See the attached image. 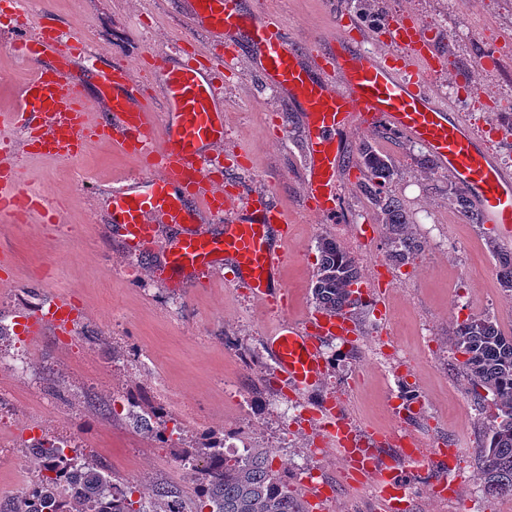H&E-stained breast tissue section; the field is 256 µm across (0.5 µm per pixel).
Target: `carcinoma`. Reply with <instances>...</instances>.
<instances>
[{
	"instance_id": "1",
	"label": "carcinoma",
	"mask_w": 512,
	"mask_h": 512,
	"mask_svg": "<svg viewBox=\"0 0 512 512\" xmlns=\"http://www.w3.org/2000/svg\"><path fill=\"white\" fill-rule=\"evenodd\" d=\"M359 155L366 170L359 190L391 236L388 259L395 268L412 264L424 243L407 219L403 202L389 189L395 168L368 141ZM489 243L502 289L512 298V252H503L493 239ZM318 251L313 297L320 309L351 311L362 306L353 289L359 283L358 269L348 252L326 238ZM451 344L464 357L472 390L483 388L493 395V424L482 449V487L512 496V336L501 333L488 317L469 316L453 326ZM28 454L35 473L32 492L1 502L0 512H310L286 475L273 469L267 452L246 447L230 457L224 452L223 434L215 431L202 447L176 453L183 475L194 483L190 504L172 486L145 492L118 483L105 466L71 454L54 441H39L29 446Z\"/></svg>"
}]
</instances>
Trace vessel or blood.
Instances as JSON below:
<instances>
[{"instance_id": "obj_1", "label": "vessel or blood", "mask_w": 512, "mask_h": 512, "mask_svg": "<svg viewBox=\"0 0 512 512\" xmlns=\"http://www.w3.org/2000/svg\"><path fill=\"white\" fill-rule=\"evenodd\" d=\"M0 35L8 50L37 69L17 90L12 112L0 115L1 130L22 137L0 152V223L52 224L48 191L28 189L19 176L18 157L39 153L77 162L90 134L130 157L135 176L106 189L108 222L132 254L162 244L149 274L168 287H187L232 263L249 296L266 306L284 299L279 275L288 238L286 218L271 193L256 190L226 194L207 161L224 150V114L217 103L223 88L188 61L165 70L157 111L131 64H112L98 75L96 91L87 94L73 70L87 50L82 38L49 23H33L17 0H0ZM185 24L195 31L228 34L227 59L239 43L254 52L263 82L284 94L299 112L305 152L303 193L319 221L334 222L344 182L345 146L378 127L423 146L465 192L484 224L499 225L512 241V172L482 145L485 130L472 126L462 106L442 102L432 76L439 70L438 38L420 28L414 17L385 16L379 26L366 25L358 12L336 16L329 45L310 53L304 41H291L260 10H244L241 0H185ZM385 33L387 52L372 55L355 43L373 30ZM51 57L52 65L40 60ZM219 230H211L210 222ZM357 328L348 312H316L304 323L283 319L267 336L268 351L279 379L299 394L312 391L327 364L317 336H353ZM321 451L332 452L373 490L383 512H405L407 475L448 458L446 444L435 440L431 453L408 450L411 436L397 430L391 440L359 433L335 401L317 412ZM397 457H383L385 443Z\"/></svg>"}]
</instances>
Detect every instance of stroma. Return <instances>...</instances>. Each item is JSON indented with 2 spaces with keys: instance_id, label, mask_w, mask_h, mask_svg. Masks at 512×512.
<instances>
[{
  "instance_id": "35a3bbf8",
  "label": "stroma",
  "mask_w": 512,
  "mask_h": 512,
  "mask_svg": "<svg viewBox=\"0 0 512 512\" xmlns=\"http://www.w3.org/2000/svg\"><path fill=\"white\" fill-rule=\"evenodd\" d=\"M347 5L363 12L369 24L382 14L427 16L442 37L437 82L443 93L452 91V69L469 67L499 85L496 114L512 120V68L488 71L480 65L486 56L512 49V0H480L469 12L461 0H374L370 9L363 0H260L263 13L297 39L313 30L330 35L337 9ZM21 6L32 14L47 10L50 22L112 61L143 59L145 88L158 106L163 103L160 64L203 53L220 65L224 155L214 162L213 173L229 191L240 178L270 190L284 209L289 314L300 318L314 312L317 246L321 238H332L355 259L364 280L380 282L388 296L387 324H380L372 309L356 315L361 338L370 342L388 333L430 358L410 377L399 366L375 367L340 353L338 340H325L321 348L328 371L303 402L341 397L359 430L387 432L393 427L388 397L417 394L420 422L413 432L426 445L446 438L458 451L457 470L465 480L460 501H444L433 496L432 487L445 469L409 472L407 512H512V496L486 495L480 485L482 449L495 409L487 390L476 393L468 386L448 336L451 323L471 315L491 317L503 334H512V301L499 284L487 246L498 231L449 209L455 185L446 174L419 176L431 162L425 149L381 130L367 135L376 153L392 160L397 175L391 188L404 200L424 242L414 264L389 266L377 275L370 256L387 252L389 234L357 188L363 176L357 147H350L343 173L345 218L319 223L303 197L297 117L285 100L261 88L250 50L230 63L221 40L186 32L183 0H21ZM282 123L291 129L284 137L276 133ZM20 171L31 190L53 185L59 221L13 224L0 235V251L11 258V282L0 290L5 336L0 355L8 359L0 366V498L31 482L26 450L31 435L43 432L102 462L115 480L147 488L175 484L185 500H192L194 486L184 479L170 444L148 438L128 412L114 410V402L135 398L162 407L185 440L219 430L238 444L266 449L274 469L287 470L302 497L331 485L326 499L312 500V512H378L371 493L348 485L339 457L315 461V424L281 414L287 393L266 344L277 314L236 288L228 268L183 291L150 281L144 269L151 254L127 255L110 232L103 188L135 172L123 153L93 137L77 165L31 156L21 161ZM58 297L70 298L76 307L70 335L49 328L35 339L18 338L16 321L47 314ZM462 409L469 413L463 426L458 423ZM315 466L319 478L308 479Z\"/></svg>"
}]
</instances>
